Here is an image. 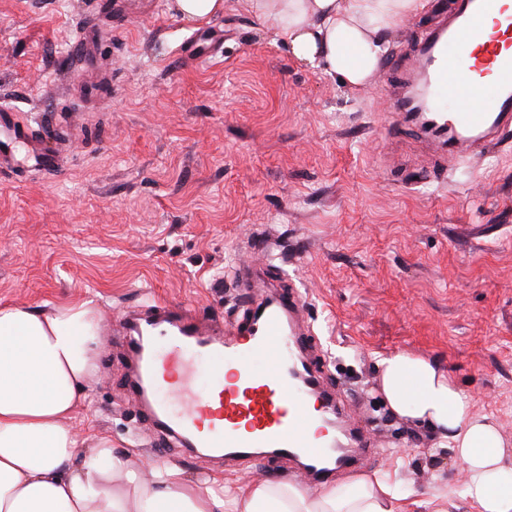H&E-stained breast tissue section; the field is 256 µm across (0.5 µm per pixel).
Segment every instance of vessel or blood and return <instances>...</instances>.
Returning <instances> with one entry per match:
<instances>
[{"label": "vessel or blood", "mask_w": 512, "mask_h": 512, "mask_svg": "<svg viewBox=\"0 0 512 512\" xmlns=\"http://www.w3.org/2000/svg\"><path fill=\"white\" fill-rule=\"evenodd\" d=\"M414 53L395 122L420 126L442 167L484 156L512 130V0H454L452 13ZM266 271L239 266L232 285L255 294ZM301 308L295 293H272L228 328L167 301L125 314L134 404L155 428L200 449L202 457L248 458L267 448L278 458L306 460L310 485L320 486L333 474V448L357 442V422L331 399L318 411L309 408L321 385L312 374L296 378L300 366L292 355ZM254 355L263 357L262 366L251 364ZM201 357L213 366L204 391L196 387Z\"/></svg>", "instance_id": "vessel-or-blood-1"}]
</instances>
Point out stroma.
<instances>
[{
    "mask_svg": "<svg viewBox=\"0 0 512 512\" xmlns=\"http://www.w3.org/2000/svg\"><path fill=\"white\" fill-rule=\"evenodd\" d=\"M428 0L386 44L387 62L437 23ZM169 0H0V107L21 125L0 168V303L90 300L107 334L72 424L136 462H167L232 492L295 463L205 461L159 447L130 402L121 315L160 299L233 314L248 242L271 241V278L305 301V341L325 383L426 512L462 466L426 425L397 416L380 362L434 360L512 441V132L438 172L414 134H393L386 64L364 91L299 62L247 12L189 27ZM93 33V69L71 51ZM205 49L197 60L188 47Z\"/></svg>",
    "mask_w": 512,
    "mask_h": 512,
    "instance_id": "stroma-1",
    "label": "stroma"
}]
</instances>
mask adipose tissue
I'll use <instances>...</instances> for the list:
<instances>
[{
    "instance_id": "1",
    "label": "adipose tissue",
    "mask_w": 512,
    "mask_h": 512,
    "mask_svg": "<svg viewBox=\"0 0 512 512\" xmlns=\"http://www.w3.org/2000/svg\"><path fill=\"white\" fill-rule=\"evenodd\" d=\"M427 0H244L299 61L364 88L381 64L382 38ZM100 318L91 302L51 311L0 305V512H407V496L378 471L350 475L309 496L296 483L257 479L225 500L177 467L138 466L110 438L84 437L70 420L87 397ZM391 410L426 423L463 465L454 494L475 512H512V449L461 388L428 358L382 362ZM437 488L430 512H448Z\"/></svg>"
}]
</instances>
